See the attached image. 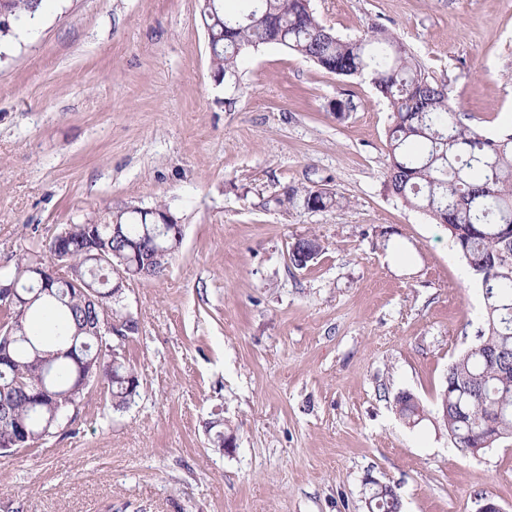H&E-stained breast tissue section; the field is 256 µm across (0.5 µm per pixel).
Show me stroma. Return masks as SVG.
<instances>
[{
    "mask_svg": "<svg viewBox=\"0 0 512 512\" xmlns=\"http://www.w3.org/2000/svg\"><path fill=\"white\" fill-rule=\"evenodd\" d=\"M311 6L344 39L388 28L464 123L512 134V0ZM390 122L371 82L279 45L216 81L198 0H50L0 57V272L109 207L165 203L183 239L124 294L137 396L116 411L93 385L0 456V512H367L370 478L401 512H512V438L465 454L433 413L484 302L446 227L389 188ZM291 187L342 203L283 205ZM310 234L323 251L295 268ZM396 407L401 417L409 424L419 423L425 415L424 407L418 399L409 392L400 393L396 397Z\"/></svg>",
    "mask_w": 512,
    "mask_h": 512,
    "instance_id": "1",
    "label": "stroma"
}]
</instances>
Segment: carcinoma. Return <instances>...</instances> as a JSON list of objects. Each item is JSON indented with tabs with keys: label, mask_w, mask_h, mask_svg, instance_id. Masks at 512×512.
Masks as SVG:
<instances>
[{
	"label": "carcinoma",
	"mask_w": 512,
	"mask_h": 512,
	"mask_svg": "<svg viewBox=\"0 0 512 512\" xmlns=\"http://www.w3.org/2000/svg\"><path fill=\"white\" fill-rule=\"evenodd\" d=\"M238 15L224 10L223 0L207 7L199 0L214 43L210 53L216 77H235L250 50L275 44L286 47L337 76L366 77L388 101V163L385 177L392 192L448 229L459 254L475 276L484 300L479 342L448 367L436 404L457 448H477L491 440L512 438V134L491 138L461 121L448 86L422 74L415 56L383 26L355 39L335 35L316 16L311 0H245ZM43 0H0V12L12 26L0 30V49L9 47L35 19ZM316 210L340 205L336 194L304 191ZM152 217L107 208L98 224H68L69 257L82 272L94 300L77 294L74 285L57 280L41 285L30 268L54 257L52 245L29 249L7 272L16 281L17 306L0 303V451L28 448L46 440L61 424L64 411L77 406L89 385L107 384L111 406L120 411L138 394V375L122 360L112 365V351L101 337L84 331L101 318L102 306L112 320L138 331V322L112 296V264L131 270L152 266V279L164 275L174 253H158L144 243ZM122 238L112 239V225ZM289 261L322 252L314 236L293 243ZM107 260L94 263L95 249ZM401 417L412 424L425 415L409 392L396 397ZM371 512H401L393 486L376 488Z\"/></svg>",
	"instance_id": "obj_1"
}]
</instances>
